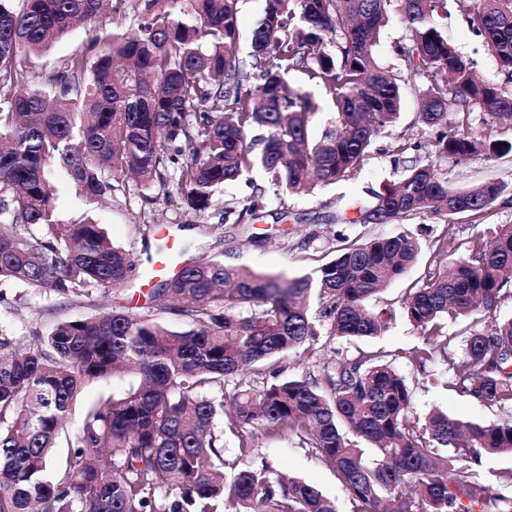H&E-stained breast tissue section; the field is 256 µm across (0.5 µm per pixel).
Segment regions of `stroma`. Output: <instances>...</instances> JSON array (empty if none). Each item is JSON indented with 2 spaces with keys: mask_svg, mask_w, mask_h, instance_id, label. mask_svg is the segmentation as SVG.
<instances>
[{
  "mask_svg": "<svg viewBox=\"0 0 512 512\" xmlns=\"http://www.w3.org/2000/svg\"><path fill=\"white\" fill-rule=\"evenodd\" d=\"M123 16L106 10L88 23L74 27L68 36L56 42L45 55L28 59L36 87L47 84L49 75L57 70L75 52L87 48L94 32L109 30L124 24ZM449 39L467 58L474 60L479 78L499 83L504 79L491 52L468 30L460 17H452L447 24ZM408 36L405 23L399 14H392L384 43L378 50L382 63L399 70L403 78L401 118L399 123L380 134L372 144L370 157L361 175L352 181L340 182L315 191L311 195L289 197L288 208L293 214L291 221L280 218V204L275 191L266 194L264 217L259 223L243 229L238 224H222V237L205 233L204 225L222 223L225 207L237 205L248 189L244 180L220 186L214 194V202L202 215L190 212L181 201L168 200L162 189L145 187L135 178L120 180L112 194L98 203L86 204L76 188L67 181H59L55 200V212L60 223L75 224L86 212H93L114 243L129 251L136 267H144L145 255L138 226H150V238H157L158 227H166L169 238L176 245V255L169 272H176L180 262L195 259L206 260L222 256L225 263L245 265L253 270L280 273L284 277L312 273L320 265L334 259L336 235L344 233L356 236L366 232L372 235H395L406 232L416 237L422 254L403 278L391 284L382 294L381 305L401 306L406 290L420 280L432 262V240L442 235L446 228L441 217L429 215L401 224H371L361 227L337 223L343 206L366 197L368 191L380 190L384 185L397 181L404 164L395 159L389 150L395 135L403 134L415 142H429L434 132L419 119V88L417 74L404 70L394 52L395 46ZM440 169L449 187L456 190L472 188L486 179L495 178L512 183V154L504 158L458 161L442 160ZM113 294L107 289L94 292L89 305L84 307L53 305L49 298L34 290L10 282H0V326L27 334L37 329L40 335H49L58 320L82 318L111 310ZM422 341L419 330L406 318H398L381 334L372 338L349 341L328 335L319 336L314 345L315 353L309 361L288 355L280 366L283 377L298 379L320 370L336 351L382 350L392 356L393 368L406 380L412 395L413 407L418 415H426L437 409L449 417L467 422L489 424L502 421L504 415L497 409L453 390L437 387L434 377L449 373V361L457 360L465 353L464 337H456L448 348L447 361L437 362L430 374H422L412 359V351ZM258 454L273 462L284 474H292L318 488L335 500L338 512H351V502L346 491L333 472L325 468L311 449L302 446L295 437L270 440L258 437Z\"/></svg>",
  "mask_w": 512,
  "mask_h": 512,
  "instance_id": "1",
  "label": "stroma"
}]
</instances>
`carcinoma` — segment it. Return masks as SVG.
Returning a JSON list of instances; mask_svg holds the SVG:
<instances>
[{
	"instance_id": "obj_1",
	"label": "carcinoma",
	"mask_w": 512,
	"mask_h": 512,
	"mask_svg": "<svg viewBox=\"0 0 512 512\" xmlns=\"http://www.w3.org/2000/svg\"><path fill=\"white\" fill-rule=\"evenodd\" d=\"M238 3L114 0L112 11L130 24L95 33L44 91L32 88L26 58L94 19L102 0H0V280L74 304L99 288L120 293L134 276L128 251L94 220L58 223L55 166L89 203L132 174L196 213L211 207L215 187L259 170L264 183H250L240 206L224 210L237 224L263 218L268 186L312 193L358 177L373 141L400 114L401 76L378 56L394 6L409 30L395 53L423 79L419 120L436 133L424 145L395 137V156H417L347 223L434 213L475 228L508 190L489 180L458 196L439 162L512 152V141L488 140L472 120L477 107L512 127V0H265L249 64L238 55ZM453 15L494 52L503 82L475 78L448 39ZM295 72L320 87L323 101L290 84ZM323 102L333 118L311 141L309 119ZM336 242V257L313 275L282 280L215 256L161 281L143 313L63 319L30 340L0 328V512H336L316 487L255 461L256 429L271 439L295 435L315 450L352 512H512L504 494L512 468L481 471L483 454L512 455L511 419L482 425L434 411L420 421L383 351L339 353L316 376L281 377L282 358L314 354L311 296L328 335H379L386 319L369 302L421 253L406 234L341 233ZM432 250L457 255L453 269L428 267L401 306L424 336L412 352L422 370L454 339L448 323L478 307L492 315L512 296L504 290L512 224L491 240L476 232L458 242L446 231ZM168 314L190 329H174ZM462 332L465 353L440 384L512 411V318ZM265 372L272 381L252 388L247 376ZM126 378L137 384L90 403L57 456L83 386ZM350 432L372 445L373 458ZM227 435L237 440L229 456ZM457 463L467 467L454 477Z\"/></svg>"
}]
</instances>
